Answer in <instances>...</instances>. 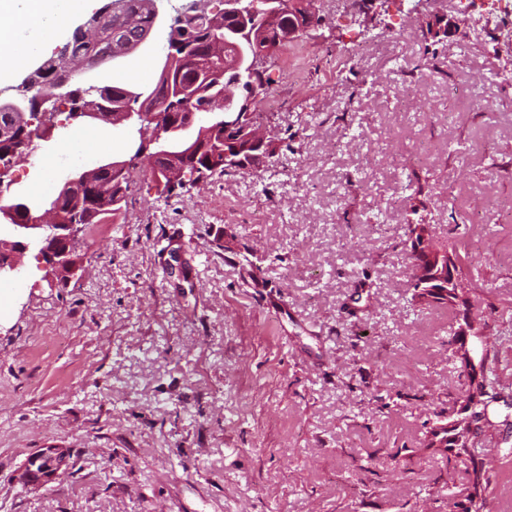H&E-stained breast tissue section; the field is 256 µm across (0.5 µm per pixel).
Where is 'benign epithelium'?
<instances>
[{
	"mask_svg": "<svg viewBox=\"0 0 512 512\" xmlns=\"http://www.w3.org/2000/svg\"><path fill=\"white\" fill-rule=\"evenodd\" d=\"M159 0H151L150 9L153 25L136 39L122 41L112 45L111 61L119 62L127 54L147 49L154 30L165 28L174 31L179 27L189 28L207 25L211 29H223V19L235 17L239 21L238 30L246 33L250 26V17L242 8L243 0H224V8L212 9V0H186L177 14L168 17L161 12ZM312 0H264L266 5L263 27L270 31L281 25L282 18H290L288 40L293 41L316 24L315 14L311 11ZM182 44L172 41L165 54L156 57L159 77L171 80L173 71L179 67L183 54L179 53ZM282 49L280 38L270 39L266 48L254 53L238 48L228 51L227 41L215 36L208 42V53L225 59V74L235 76L240 83L244 74L251 75L254 81L236 91L213 84L215 89L207 99L199 102L192 88L182 84L169 87L168 100L179 106V113L163 117L158 114V102L145 90L133 88L126 93L124 104L110 112H101L92 95L78 96L66 81H59L46 93H40L32 99L28 93L35 90L39 83L42 68L28 73L14 88V94L0 98V104L14 112V137L9 141V155L16 156L30 150L33 142L30 129L37 125L39 133L45 135L52 129V119L61 111L72 110V117L85 122H107L121 125L132 136L138 138L137 151L142 153L148 146L154 152L150 159L164 160V166L154 175L155 189L163 194L178 185L186 184V170L193 166L197 172L192 180L200 181L209 176V172L200 169L197 160L204 157L209 160L220 154L224 166L236 168L250 161L266 160L271 153V140L262 131V125L251 112L252 100L268 92L262 60L269 54ZM62 63L74 71L82 73L87 83L93 82L91 72L98 62L90 58L71 55L69 41L56 48L55 54L47 61L53 66ZM212 109L219 110L217 118L221 124L209 122L197 125V115ZM224 133H240L242 141L224 139L220 146L215 140L219 129ZM129 161L117 154L110 160L102 161L92 169L80 165L73 166L58 194L48 201H29L13 189L14 180L10 176V162L0 163V228L7 238H0V277L15 274L18 263L15 254L30 248L37 249V259L44 268L62 276L72 275L78 269L73 257L74 248L80 234L88 228L91 218L82 211L80 189L85 186H100L102 175L109 173L112 181L123 178ZM415 252L424 262L434 265L435 281L448 285V276H456L455 258L440 257L437 249L430 246L428 237H422L416 243ZM65 457L56 448H47L33 456L28 464L29 473L35 474L38 481H47L64 465Z\"/></svg>",
	"mask_w": 512,
	"mask_h": 512,
	"instance_id": "7a95c632",
	"label": "benign epithelium"
}]
</instances>
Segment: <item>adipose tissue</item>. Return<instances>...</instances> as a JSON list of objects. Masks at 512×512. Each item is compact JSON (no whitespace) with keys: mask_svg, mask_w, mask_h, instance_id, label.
Here are the masks:
<instances>
[{"mask_svg":"<svg viewBox=\"0 0 512 512\" xmlns=\"http://www.w3.org/2000/svg\"><path fill=\"white\" fill-rule=\"evenodd\" d=\"M96 0H0V85L42 55L77 17L91 12ZM112 148L110 133L101 128L75 129L43 158L44 182L32 187L39 199H47L54 186L52 176L59 160L80 157L87 144Z\"/></svg>","mask_w":512,"mask_h":512,"instance_id":"adipose-tissue-1","label":"adipose tissue"}]
</instances>
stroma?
I'll return each instance as SVG.
<instances>
[{
    "mask_svg": "<svg viewBox=\"0 0 512 512\" xmlns=\"http://www.w3.org/2000/svg\"><path fill=\"white\" fill-rule=\"evenodd\" d=\"M312 9L269 68V162L160 195L137 158L123 223L82 235L77 277L22 256L0 308V512H465L468 469L425 447L464 378L455 309L409 302L401 186L420 141L423 217L469 243L475 294L502 312L476 453L485 512H512V112L476 106L512 102L496 77L512 19L476 39L463 0ZM50 447L63 470L25 480Z\"/></svg>",
    "mask_w": 512,
    "mask_h": 512,
    "instance_id": "35a3bbf8",
    "label": "stroma"
}]
</instances>
